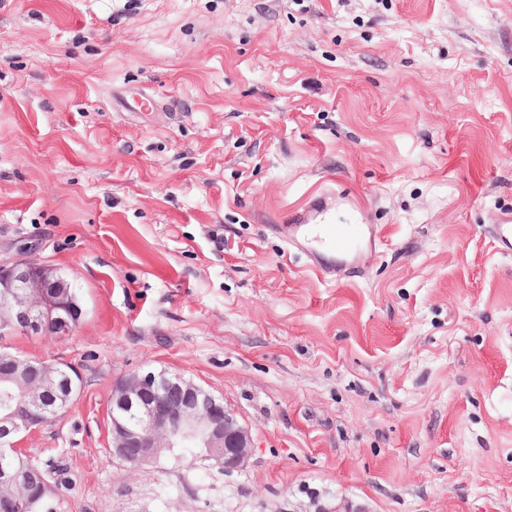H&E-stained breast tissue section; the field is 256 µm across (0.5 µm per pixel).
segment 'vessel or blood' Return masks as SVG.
Instances as JSON below:
<instances>
[{
	"label": "vessel or blood",
	"instance_id": "vessel-or-blood-1",
	"mask_svg": "<svg viewBox=\"0 0 512 512\" xmlns=\"http://www.w3.org/2000/svg\"><path fill=\"white\" fill-rule=\"evenodd\" d=\"M335 205V197L326 193L318 197L307 210L291 218L295 232L304 241L305 251L313 262L318 263L320 271L328 276L336 273L338 252H348L353 246L376 240L374 230L364 229L363 225L357 224L351 230L349 242L341 243L335 224L329 220V213Z\"/></svg>",
	"mask_w": 512,
	"mask_h": 512
}]
</instances>
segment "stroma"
<instances>
[{"mask_svg": "<svg viewBox=\"0 0 512 512\" xmlns=\"http://www.w3.org/2000/svg\"><path fill=\"white\" fill-rule=\"evenodd\" d=\"M376 247L330 279L291 213ZM512 0H0V263L51 265L76 366L24 451L56 512H512ZM166 368L247 467L133 466L108 418Z\"/></svg>", "mask_w": 512, "mask_h": 512, "instance_id": "1", "label": "stroma"}]
</instances>
